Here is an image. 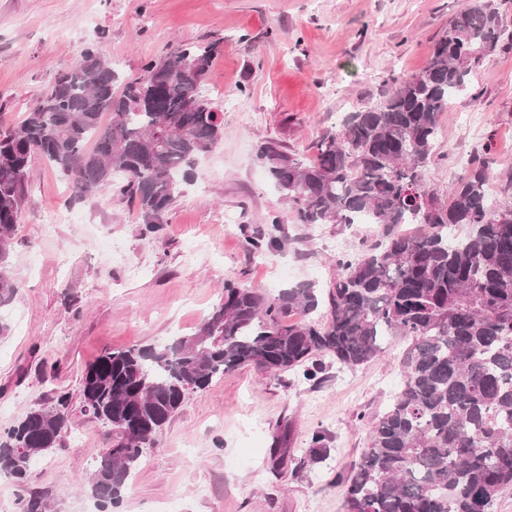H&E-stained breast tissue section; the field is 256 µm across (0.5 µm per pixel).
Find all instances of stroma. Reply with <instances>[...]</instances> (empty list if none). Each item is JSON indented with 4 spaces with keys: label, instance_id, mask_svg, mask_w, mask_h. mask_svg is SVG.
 <instances>
[{
    "label": "stroma",
    "instance_id": "1",
    "mask_svg": "<svg viewBox=\"0 0 512 512\" xmlns=\"http://www.w3.org/2000/svg\"><path fill=\"white\" fill-rule=\"evenodd\" d=\"M471 0H0V126L15 128L83 48L103 40L121 77L178 43H219L208 76L223 101L224 136L197 160L166 215L161 241L110 188L85 201L70 180L34 157L9 267L18 285L0 308V429L67 397L68 423L26 487L0 475V512L21 491L51 512H98L80 480L112 444L110 425L84 410L82 380L103 352L163 345L194 331L232 281L274 295L310 281L327 295L336 254L372 239L374 225L296 223L255 161L275 140L306 153L345 116L388 93L395 76L426 64L449 20ZM479 99L462 94L441 119L427 187L446 196L470 156L490 145L491 202L512 205V47L475 70ZM61 223L46 225L47 214ZM279 226H271V218ZM277 231L280 252L248 250L243 227ZM141 267L133 276L129 267ZM403 340H384L374 361L350 369L326 361L313 386L293 373L252 366L189 396L144 448L115 512H342L347 472L366 446L367 417L401 384ZM290 426L293 458L273 468L275 433ZM330 453L298 467L314 433Z\"/></svg>",
    "mask_w": 512,
    "mask_h": 512
}]
</instances>
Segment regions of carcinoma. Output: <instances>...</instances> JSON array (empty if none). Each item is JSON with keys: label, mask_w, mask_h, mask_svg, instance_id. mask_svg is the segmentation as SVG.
<instances>
[{"label": "carcinoma", "mask_w": 512, "mask_h": 512, "mask_svg": "<svg viewBox=\"0 0 512 512\" xmlns=\"http://www.w3.org/2000/svg\"><path fill=\"white\" fill-rule=\"evenodd\" d=\"M509 40L493 0H474L451 18L419 73L349 113L340 132L312 141L314 159L273 140L258 146L256 161L296 223L347 226L366 216L378 238L336 255L325 327L310 319L321 303L312 282L274 297L227 282L192 333L161 347L105 351L89 364L84 408L116 432L85 478L104 512L121 503L143 448L214 378L255 366L274 375L297 369L317 384L319 358L353 369L396 336L407 339L401 385L370 420L358 461L336 476L343 512H494L512 486V206L491 203L483 155L444 200L426 176L442 113L461 93L481 96L472 70ZM217 53L216 43L177 44L118 92V73L96 42L20 128H0V307L17 292L9 266L36 155L72 180L79 199L111 187L137 209L143 234L160 238L179 185L222 137L224 113L202 91ZM405 224L422 231L405 234ZM459 224L469 233L448 236ZM243 233L253 252L281 248L272 234ZM64 405L61 397L0 431V474L22 482L34 459L60 445ZM291 444L286 425L274 436L276 464L288 462ZM328 455L317 432L299 466Z\"/></svg>", "instance_id": "obj_1"}]
</instances>
